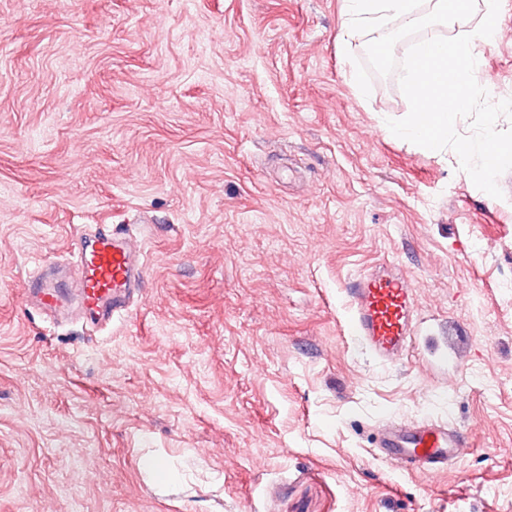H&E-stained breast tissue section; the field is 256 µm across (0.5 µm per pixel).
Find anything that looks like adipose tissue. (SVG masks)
Masks as SVG:
<instances>
[{"label":"adipose tissue","instance_id":"obj_1","mask_svg":"<svg viewBox=\"0 0 512 512\" xmlns=\"http://www.w3.org/2000/svg\"><path fill=\"white\" fill-rule=\"evenodd\" d=\"M429 2L425 13L418 0H344L340 29L343 42L364 36L378 45L386 43L394 28L410 32L431 21L460 25L450 41L420 44L402 78L413 110L395 132L424 151L439 153L461 115L474 105L481 71L478 50L496 41L499 0H460L455 11L449 10L448 0Z\"/></svg>","mask_w":512,"mask_h":512}]
</instances>
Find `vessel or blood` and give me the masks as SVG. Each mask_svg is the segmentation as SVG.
Returning <instances> with one entry per match:
<instances>
[{"label": "vessel or blood", "mask_w": 512, "mask_h": 512, "mask_svg": "<svg viewBox=\"0 0 512 512\" xmlns=\"http://www.w3.org/2000/svg\"><path fill=\"white\" fill-rule=\"evenodd\" d=\"M79 303L101 320L125 309L143 277L130 240L114 231H99L78 248ZM349 331L375 360L399 364L413 334V289L394 267L374 270L357 279L348 291ZM468 445L459 429L439 422L389 421L379 431V455L402 473L443 470Z\"/></svg>", "instance_id": "1"}]
</instances>
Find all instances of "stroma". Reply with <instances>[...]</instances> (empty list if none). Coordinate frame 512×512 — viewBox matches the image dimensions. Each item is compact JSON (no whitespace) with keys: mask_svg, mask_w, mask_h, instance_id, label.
<instances>
[{"mask_svg":"<svg viewBox=\"0 0 512 512\" xmlns=\"http://www.w3.org/2000/svg\"><path fill=\"white\" fill-rule=\"evenodd\" d=\"M341 7L0 0V512H512V159L461 165L479 100L441 153L397 138ZM497 26L512 102V0ZM97 224L138 246L127 310L29 301L51 263L74 299ZM386 264L420 327L395 366L347 327ZM427 417L469 451L395 471L374 433Z\"/></svg>","mask_w":512,"mask_h":512,"instance_id":"1","label":"stroma"}]
</instances>
